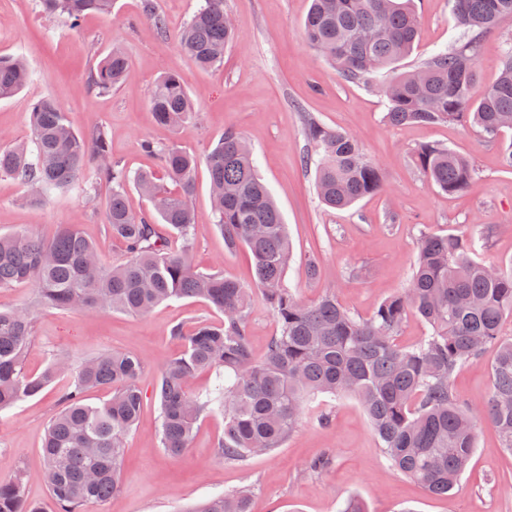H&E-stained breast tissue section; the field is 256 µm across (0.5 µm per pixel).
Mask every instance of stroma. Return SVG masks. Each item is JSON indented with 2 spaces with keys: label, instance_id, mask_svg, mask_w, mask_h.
Returning <instances> with one entry per match:
<instances>
[{
  "label": "stroma",
  "instance_id": "35a3bbf8",
  "mask_svg": "<svg viewBox=\"0 0 512 512\" xmlns=\"http://www.w3.org/2000/svg\"><path fill=\"white\" fill-rule=\"evenodd\" d=\"M203 0H154L165 22L157 29L144 16L142 0H113L110 15L86 16L78 25L44 14L37 0H0V55L24 57L30 81L0 100V146L27 139L29 111L44 97L57 100L72 127L84 135L104 128L112 159L130 171H159L158 158L142 141L178 144L205 157L224 129L240 132L252 145L256 169L288 226L293 254L285 280L307 303L335 292L353 313L370 316L382 300L406 288L421 233L471 234L474 254L486 263L512 261V171L504 170L496 144L479 128L455 123L394 126L385 118L383 77L368 84L341 78L303 40L301 22L309 0H224L242 36L221 65L197 68L178 47L177 35ZM419 39L400 68L412 70L460 34L448 0H418ZM512 41V18H503L481 42L475 61L477 91L493 85L502 54ZM120 45L130 60L126 81L102 94L89 85L98 62ZM180 75L195 114L183 132L157 126L149 100L157 80ZM317 122L352 134L380 162L385 188L348 209L323 206L314 170L305 160L315 147L307 127ZM442 144L470 159L476 175L461 193L448 195L427 182L410 155L419 146ZM109 183L88 168L76 185L32 207L28 189L0 176V234L26 232L49 239L63 224H75L110 263L125 256L105 218ZM196 224L192 260L202 272L220 271L240 282L254 281L248 250L228 251L212 213L209 175L199 167L193 196ZM318 274L309 277L308 265ZM206 303L183 299L161 304L144 317L123 313L87 315L45 307L26 357L29 373H40L51 354L80 360L103 351L133 352L144 360L139 378L143 409L126 435L119 492L92 512H182L186 505L249 485L254 512H339L345 499L361 498L370 512H512V453L501 446L485 420L477 422V448L458 486L447 496L427 495L393 470L362 406L350 396H318L281 448L224 463L215 444L224 418H202L184 453L169 457L159 444L155 387L168 360L182 351L175 326L219 321ZM453 388L464 405L481 409L491 390L489 360L463 366ZM59 388L0 412V479L24 469L30 500L54 512L41 444L59 411ZM329 423H322V415ZM333 462L315 474L309 465L326 452Z\"/></svg>",
  "mask_w": 512,
  "mask_h": 512
}]
</instances>
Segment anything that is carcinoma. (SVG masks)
<instances>
[{"label":"carcinoma","mask_w":512,"mask_h":512,"mask_svg":"<svg viewBox=\"0 0 512 512\" xmlns=\"http://www.w3.org/2000/svg\"><path fill=\"white\" fill-rule=\"evenodd\" d=\"M46 14L76 25L88 13L107 15L112 0H38ZM463 39L433 53L412 71L397 64L418 37L414 0H311L302 22L305 42L347 81L368 83L391 71L383 88L386 120L396 126L456 122L475 125L491 141L512 131V41L507 43L494 85L479 97L475 59L483 34L512 16V0H449ZM240 38L224 12V0H204L178 37L181 51L200 69L224 62V51ZM128 59L112 47L90 75L91 87L108 92L126 80ZM29 80L19 57L0 56V99L18 94ZM154 121L185 129L194 105L182 78L170 74L155 84ZM31 136L0 150V175L28 185L32 202L73 187L90 164L112 185L106 223L126 245V257L106 266L98 246L73 224L43 240L25 232L0 235V288L28 284L38 304L83 313L124 312L144 316L173 300L202 298L224 315L199 321L182 352L161 370L155 395L160 410L159 440L176 458L187 448L199 419L224 416L216 453L227 463L245 464L256 453L279 448L297 427L304 407L318 395L352 396L362 405L390 465L426 493L444 496L459 482L476 448L473 412L452 389L456 371L494 352L492 388L483 417L512 452V338L502 334L512 316V263L487 264L472 257L466 234H424L407 288L381 301L371 317L359 319L336 293L303 304L285 283L292 258L288 227L257 174L253 150L240 133L227 129L205 164L216 225L229 250L248 248L254 258L253 284L191 265V197L198 157L170 145H144L156 154L176 186L170 190L151 172L133 175L112 162L106 133L87 139L70 125L53 98L36 102ZM308 135L319 155L315 186L321 202L344 209L384 187L381 166L345 132L312 123ZM412 161L441 191H463L474 175L470 162L448 147L423 145ZM134 184L154 213L135 211L127 193ZM181 246L168 245L169 236ZM277 320L266 354L255 358L248 329L254 293ZM428 327L418 344L403 348L396 335L409 314ZM34 336L28 306L0 308V411L68 379L62 409L51 418L42 450L56 512H89L120 489L124 436L143 406L138 378L144 364L132 352H102L80 361L56 357L35 376L24 359ZM202 371L218 373L206 394L187 384ZM89 390H108L100 405L87 403ZM0 512H40L27 499L22 472L0 480ZM185 512H252L251 489L218 494Z\"/></svg>","instance_id":"cac0c4a2"}]
</instances>
